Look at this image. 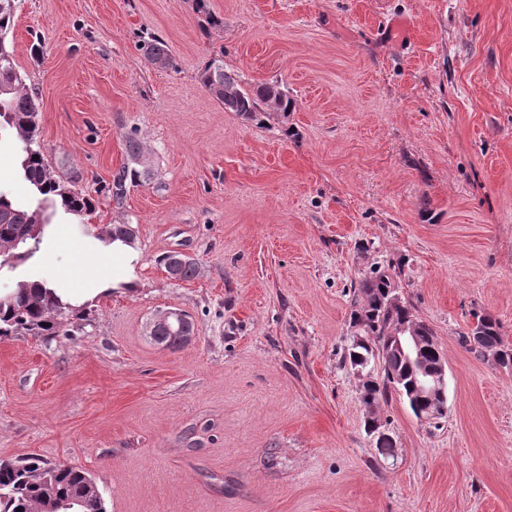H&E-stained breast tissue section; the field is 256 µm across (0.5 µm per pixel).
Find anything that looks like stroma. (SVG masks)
Wrapping results in <instances>:
<instances>
[{
  "label": "stroma",
  "mask_w": 512,
  "mask_h": 512,
  "mask_svg": "<svg viewBox=\"0 0 512 512\" xmlns=\"http://www.w3.org/2000/svg\"><path fill=\"white\" fill-rule=\"evenodd\" d=\"M23 0L10 47L57 174L95 201L39 266L88 287L137 225L135 288L67 334L0 337V461L88 471L107 512H512V0ZM161 37L167 69L141 44ZM214 60L293 107L264 125L199 80ZM155 178L109 189L130 129ZM432 218H424L422 206ZM192 253L173 281L160 259ZM403 259L398 294L448 362V413L379 404L383 457L341 363L350 285ZM179 309L196 341L154 344ZM476 322L464 336V342L471 353L484 358L491 356L504 368L512 366V348L503 344L499 324L489 316H476Z\"/></svg>",
  "instance_id": "obj_1"
}]
</instances>
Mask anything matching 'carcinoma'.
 Here are the masks:
<instances>
[{"mask_svg":"<svg viewBox=\"0 0 512 512\" xmlns=\"http://www.w3.org/2000/svg\"><path fill=\"white\" fill-rule=\"evenodd\" d=\"M21 0H0V131L12 135L16 142V164L28 185L32 200L19 205L10 194L0 189V243L13 244L11 252L0 255V270L10 272L29 265L24 277L17 280L8 294L0 295V336H56L59 328L81 309L59 300L47 289L46 282L34 271L45 229L54 224L62 212L76 221L91 213L93 199L60 180L46 159L39 139L40 113L36 101L26 88L6 38L14 27ZM146 60L156 67H166L170 57L164 41L158 37L142 46ZM203 86L244 123L264 124L287 114L292 108L288 89L276 81L247 87L226 70L219 60L212 61L201 73ZM128 162L115 174L112 199L121 205L127 184L140 185L152 179V168L139 163L146 157L145 148L132 129L124 135ZM104 245L116 241L129 244L124 224H109L96 235ZM402 262L370 271L352 286L350 325L361 336L344 354L342 363L359 365L379 360L381 379L369 390L377 402H389L397 396L412 413L427 405L419 397L413 382L416 363L405 348L388 343V338L405 324L415 320L410 306L390 301L401 273ZM468 349L478 356H490L501 367L512 366V348L503 344L499 324L489 316H476V327L464 336ZM397 373L401 382L391 380ZM359 392V395L366 394ZM50 505L58 512H106L105 500L97 483L82 469L64 464H51L37 457L16 461H0V512H47Z\"/></svg>","mask_w":512,"mask_h":512,"instance_id":"1","label":"carcinoma"}]
</instances>
